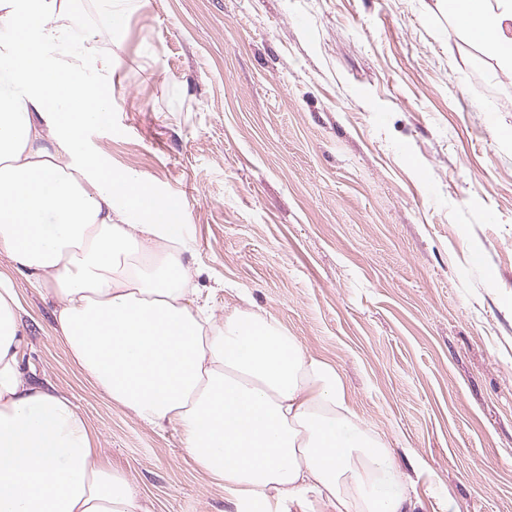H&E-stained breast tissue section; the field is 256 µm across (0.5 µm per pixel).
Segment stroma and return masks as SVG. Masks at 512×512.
<instances>
[{
	"label": "stroma",
	"mask_w": 512,
	"mask_h": 512,
	"mask_svg": "<svg viewBox=\"0 0 512 512\" xmlns=\"http://www.w3.org/2000/svg\"><path fill=\"white\" fill-rule=\"evenodd\" d=\"M102 0L85 153L182 204L216 315L257 310L333 364L415 512H512V76L436 0ZM28 379L74 398L147 512H235L173 430L115 406L0 255ZM106 8L101 14V29L107 31L112 27L119 26L126 18L127 10L132 0H107Z\"/></svg>",
	"instance_id": "obj_1"
}]
</instances>
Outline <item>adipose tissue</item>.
<instances>
[{"instance_id": "ef3b65f1", "label": "adipose tissue", "mask_w": 512, "mask_h": 512, "mask_svg": "<svg viewBox=\"0 0 512 512\" xmlns=\"http://www.w3.org/2000/svg\"><path fill=\"white\" fill-rule=\"evenodd\" d=\"M463 36L512 73V0H444ZM70 0H0V254L56 297V336L82 374L141 421L178 431L236 512L314 497L334 512H413L389 451L336 367L254 310L216 316L186 228L147 180L81 151L109 103L64 39ZM24 311L0 274V512H143L98 458L67 396L22 370Z\"/></svg>"}]
</instances>
